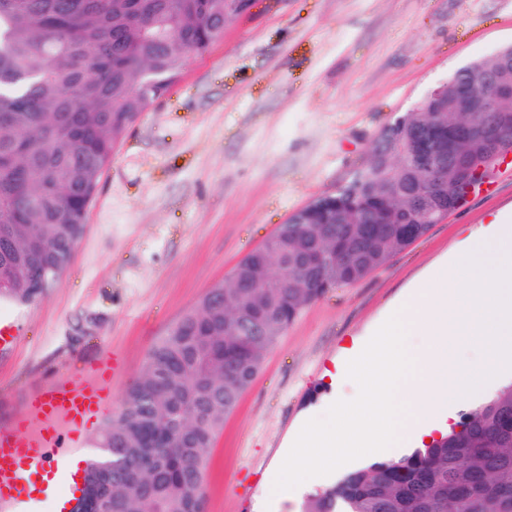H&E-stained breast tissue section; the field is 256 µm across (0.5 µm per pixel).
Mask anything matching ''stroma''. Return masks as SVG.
Masks as SVG:
<instances>
[{"mask_svg":"<svg viewBox=\"0 0 512 512\" xmlns=\"http://www.w3.org/2000/svg\"><path fill=\"white\" fill-rule=\"evenodd\" d=\"M510 44L512 0H253L125 131L58 284L30 303L0 299V321L18 325L0 350V424L22 415L27 392L81 376L107 345L121 403L176 318L292 213L335 192L397 115ZM493 182L375 274L304 308L208 451L206 512H300L312 490L404 456L374 452L313 485L267 490L295 432L358 395L326 371L417 275L512 208V164Z\"/></svg>","mask_w":512,"mask_h":512,"instance_id":"stroma-1","label":"stroma"}]
</instances>
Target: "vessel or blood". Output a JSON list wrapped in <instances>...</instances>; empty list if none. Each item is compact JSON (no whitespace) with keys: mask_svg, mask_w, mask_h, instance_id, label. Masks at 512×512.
I'll use <instances>...</instances> for the list:
<instances>
[{"mask_svg":"<svg viewBox=\"0 0 512 512\" xmlns=\"http://www.w3.org/2000/svg\"><path fill=\"white\" fill-rule=\"evenodd\" d=\"M113 360L106 348L86 376L38 385L25 397L24 418L0 427V512H17L40 478L63 467L84 424L111 406Z\"/></svg>","mask_w":512,"mask_h":512,"instance_id":"vessel-or-blood-1","label":"vessel or blood"}]
</instances>
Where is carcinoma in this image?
Masks as SVG:
<instances>
[{"label": "carcinoma", "instance_id": "obj_1", "mask_svg": "<svg viewBox=\"0 0 512 512\" xmlns=\"http://www.w3.org/2000/svg\"><path fill=\"white\" fill-rule=\"evenodd\" d=\"M224 35V0H0V280L28 303L33 283L66 268L118 142L164 95L190 53ZM158 81L138 86L143 64ZM408 112L356 169L274 248L288 269L250 252L237 284L212 286L149 348L92 468L112 462V512H205L208 449L303 309L384 267L428 233L408 195ZM303 512H512V384L446 435L347 473Z\"/></svg>", "mask_w": 512, "mask_h": 512}]
</instances>
